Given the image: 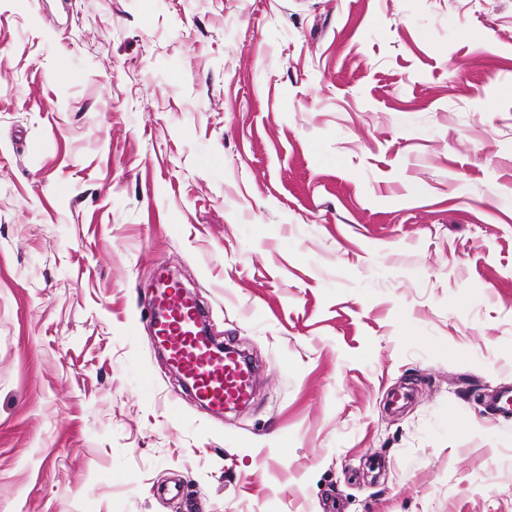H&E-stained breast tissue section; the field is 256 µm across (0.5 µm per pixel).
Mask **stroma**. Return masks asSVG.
<instances>
[{
    "instance_id": "35a3bbf8",
    "label": "stroma",
    "mask_w": 512,
    "mask_h": 512,
    "mask_svg": "<svg viewBox=\"0 0 512 512\" xmlns=\"http://www.w3.org/2000/svg\"><path fill=\"white\" fill-rule=\"evenodd\" d=\"M503 385L512 0H0V512H512ZM157 276L163 287L156 297L162 314L155 334L159 343L166 346L171 363L189 377L196 395L215 408L247 399L252 376L246 365L227 352L216 355L197 335L199 307L180 288L165 281L163 269Z\"/></svg>"
}]
</instances>
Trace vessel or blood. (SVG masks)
I'll use <instances>...</instances> for the list:
<instances>
[{
	"mask_svg": "<svg viewBox=\"0 0 512 512\" xmlns=\"http://www.w3.org/2000/svg\"><path fill=\"white\" fill-rule=\"evenodd\" d=\"M156 300L161 312L156 338L171 363L189 377L196 395L216 408L247 399L252 386L248 368L230 354H215L198 336L199 307L170 284L160 288Z\"/></svg>",
	"mask_w": 512,
	"mask_h": 512,
	"instance_id": "b4317fda",
	"label": "vessel or blood"
}]
</instances>
